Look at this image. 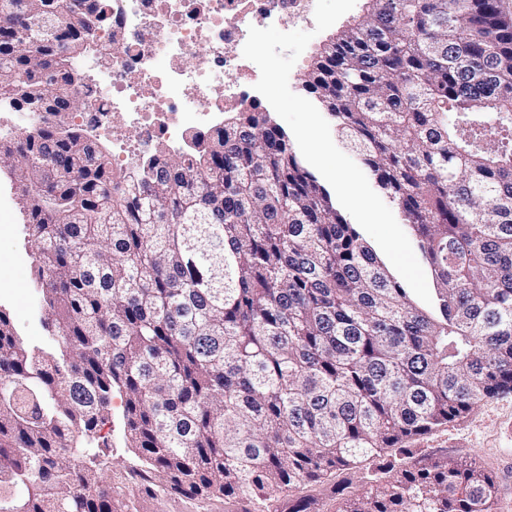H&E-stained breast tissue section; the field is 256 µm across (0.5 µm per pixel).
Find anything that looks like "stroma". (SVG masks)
<instances>
[{
	"label": "stroma",
	"mask_w": 512,
	"mask_h": 512,
	"mask_svg": "<svg viewBox=\"0 0 512 512\" xmlns=\"http://www.w3.org/2000/svg\"><path fill=\"white\" fill-rule=\"evenodd\" d=\"M26 222L23 202L7 173H0V305L5 306L14 324L30 345L43 341L45 331L35 311L31 285L34 245L23 234ZM112 465L108 471L119 484L117 512H228L222 498L206 500L178 495L145 496L134 486L123 483L122 476L134 452L122 438L120 400H113ZM411 464L427 459L469 454L496 481V512H512V394L477 404L464 417L436 431L418 437ZM367 464L358 470L332 472L323 482L306 486L304 496L312 500L314 512H337L339 503L361 487L358 473L367 472Z\"/></svg>",
	"instance_id": "stroma-1"
}]
</instances>
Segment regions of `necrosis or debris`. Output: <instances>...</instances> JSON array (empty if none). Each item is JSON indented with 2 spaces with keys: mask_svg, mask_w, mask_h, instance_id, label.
I'll use <instances>...</instances> for the list:
<instances>
[{
  "mask_svg": "<svg viewBox=\"0 0 512 512\" xmlns=\"http://www.w3.org/2000/svg\"><path fill=\"white\" fill-rule=\"evenodd\" d=\"M288 18L311 23L312 0H108L96 43L76 63L91 106L77 120L91 141L111 140L112 164L124 171L160 146L193 154L197 135L222 130L225 108L260 78L242 54L250 27ZM197 48L206 53L200 67L188 62ZM120 127L134 138L113 137Z\"/></svg>",
  "mask_w": 512,
  "mask_h": 512,
  "instance_id": "1",
  "label": "necrosis or debris"
}]
</instances>
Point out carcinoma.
Listing matches in <instances>:
<instances>
[{"label":"carcinoma","mask_w":512,"mask_h":512,"mask_svg":"<svg viewBox=\"0 0 512 512\" xmlns=\"http://www.w3.org/2000/svg\"><path fill=\"white\" fill-rule=\"evenodd\" d=\"M102 0H0V99L90 111ZM302 86L395 203L437 284L411 298L246 99L191 156L128 174L76 123L0 137L38 311L0 309V512H115L112 399L146 495L292 492L365 457L337 512H494L412 440L512 393V22L498 0H363Z\"/></svg>","instance_id":"carcinoma-1"}]
</instances>
